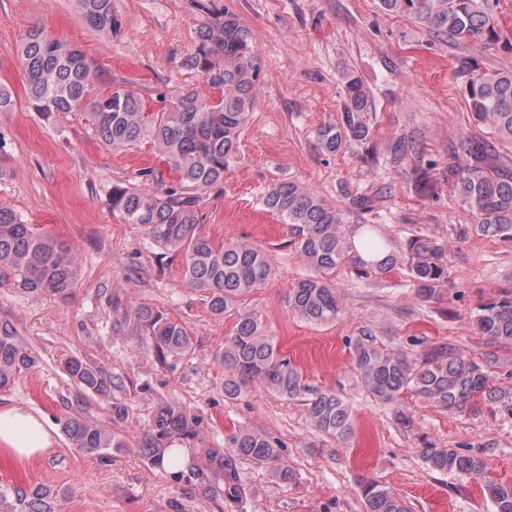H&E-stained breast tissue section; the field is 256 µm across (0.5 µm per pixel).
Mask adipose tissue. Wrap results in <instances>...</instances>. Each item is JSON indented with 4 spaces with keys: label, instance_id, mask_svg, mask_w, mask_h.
<instances>
[{
    "label": "adipose tissue",
    "instance_id": "obj_1",
    "mask_svg": "<svg viewBox=\"0 0 512 512\" xmlns=\"http://www.w3.org/2000/svg\"><path fill=\"white\" fill-rule=\"evenodd\" d=\"M51 416L23 405L0 407V458L23 461L45 455L56 443Z\"/></svg>",
    "mask_w": 512,
    "mask_h": 512
}]
</instances>
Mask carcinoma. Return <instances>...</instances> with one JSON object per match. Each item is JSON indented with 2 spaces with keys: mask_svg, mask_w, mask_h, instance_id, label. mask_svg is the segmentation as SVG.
Masks as SVG:
<instances>
[{
  "mask_svg": "<svg viewBox=\"0 0 512 512\" xmlns=\"http://www.w3.org/2000/svg\"><path fill=\"white\" fill-rule=\"evenodd\" d=\"M77 3L92 30L102 36L112 34V0ZM380 4L386 11L412 17L437 35L489 45L501 39L497 0H380ZM18 54L35 111L66 113L85 104L90 108L92 134L104 146L122 149L149 139L157 147L169 169L177 174L176 186L159 196L114 185L112 211L127 223L142 227L162 248L184 254L183 284L205 293L213 315H224L241 296L268 283L272 268L262 249L242 242L218 245L199 231L202 195L224 181L254 99L255 58L249 52L248 31L235 15L226 12L216 22L201 24L196 46L182 61L185 69L206 77L220 92L219 99L181 93L160 112L145 111L140 95L124 85L88 99L98 73L96 62L43 28L27 30ZM468 73L466 95L474 120L488 125L499 141L512 145V70L483 72L474 65ZM345 88L347 103L340 125L317 129V144L328 154L338 152L348 141L370 138L369 94L352 73L346 75ZM417 150L416 142L399 139L390 145L389 156L392 162L400 163ZM494 158H501L495 142L461 135L448 151V184L477 218L467 229L512 245V171L505 161L491 164ZM262 205L288 225L291 245L312 269L285 297L288 311L305 322L321 325L345 314L338 291L327 278L342 265L365 280H374L402 265L408 269L410 287L423 299L438 296L448 281V247L443 241L415 235L397 248L378 224H355L348 230L339 209L292 181L272 185ZM357 238L367 255L357 249ZM77 276L78 262L71 245L24 223L13 209L0 204V288L63 299L74 288ZM134 319L150 331L155 348L162 354L182 353L190 344L183 326L163 319L149 306L136 307ZM472 326L491 348L483 364L451 342L426 336L411 338L406 348L379 345L374 329L367 324L349 344L355 377L367 395L390 408L397 423L409 430L415 420L402 406L408 393L448 412L473 414L479 412L478 400L487 397L512 414V387L493 388L487 370L488 364L499 362L496 348H512V289L500 291L482 305L472 318ZM217 359L224 364L225 397L235 399L243 389L257 384L282 398L304 402L306 416L317 431L340 438L351 433L347 402L334 390L314 389L303 381L297 368L279 354L259 315L238 314L235 332L224 340ZM36 363L34 351L15 328L1 324L0 390L9 388ZM65 369L84 391L102 394L109 389L106 378L79 358L66 360ZM193 425L194 418L181 406L160 407L144 454L153 464L162 465L170 452L167 444L190 437ZM62 428L70 444L90 457L120 447L112 432L79 413L67 417ZM228 440L231 452L207 449L203 466L196 470L203 494H210L222 482L224 493L232 499L239 502L246 497L233 462L235 456L267 467L276 480L290 479L291 471L282 462L277 444L266 435L238 429ZM421 456L435 472L477 480L486 471L482 458L455 448L427 443ZM483 491L494 503L495 512H512V484L489 481ZM6 499L7 494L0 493V512H59L53 494L43 487L30 490L9 505ZM363 499L364 512H408L399 496L375 481L364 484Z\"/></svg>",
  "mask_w": 512,
  "mask_h": 512,
  "instance_id": "carcinoma-1",
  "label": "carcinoma"
}]
</instances>
